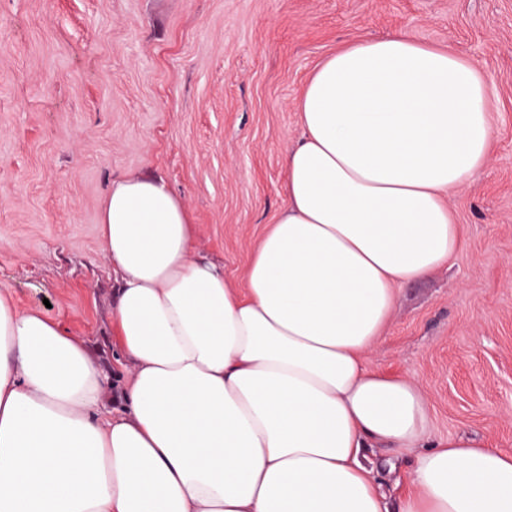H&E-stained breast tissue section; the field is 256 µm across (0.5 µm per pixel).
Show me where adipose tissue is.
Returning <instances> with one entry per match:
<instances>
[{
	"label": "adipose tissue",
	"mask_w": 512,
	"mask_h": 512,
	"mask_svg": "<svg viewBox=\"0 0 512 512\" xmlns=\"http://www.w3.org/2000/svg\"><path fill=\"white\" fill-rule=\"evenodd\" d=\"M487 98L405 32L327 56L241 288L162 179L113 182L99 231L128 375L0 290V512H388L367 448L416 449L399 512H512V452L429 443L424 393L365 361L397 287L466 247L441 194L487 161Z\"/></svg>",
	"instance_id": "ef3b65f1"
}]
</instances>
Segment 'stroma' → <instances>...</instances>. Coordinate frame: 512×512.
I'll return each instance as SVG.
<instances>
[{"label": "stroma", "instance_id": "obj_1", "mask_svg": "<svg viewBox=\"0 0 512 512\" xmlns=\"http://www.w3.org/2000/svg\"><path fill=\"white\" fill-rule=\"evenodd\" d=\"M399 30L480 71L492 146L446 197L465 254L398 287L365 359L423 391L430 440L512 452V0H0V289L124 378L98 225L113 181L163 178L194 249L244 285L308 77Z\"/></svg>", "mask_w": 512, "mask_h": 512}]
</instances>
